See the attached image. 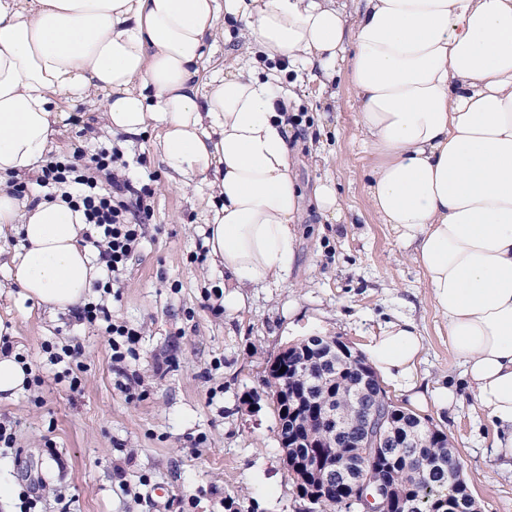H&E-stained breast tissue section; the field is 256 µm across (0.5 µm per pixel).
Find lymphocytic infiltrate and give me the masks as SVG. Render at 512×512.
I'll list each match as a JSON object with an SVG mask.
<instances>
[{
  "instance_id": "lymphocytic-infiltrate-1",
  "label": "lymphocytic infiltrate",
  "mask_w": 512,
  "mask_h": 512,
  "mask_svg": "<svg viewBox=\"0 0 512 512\" xmlns=\"http://www.w3.org/2000/svg\"><path fill=\"white\" fill-rule=\"evenodd\" d=\"M82 151L62 156L42 166L38 187L61 190L71 206L83 209L91 230L85 235L97 250L109 279H119L137 253L143 238V221L150 215L145 204L148 187H137L128 174V164L117 147H101L90 162ZM78 321L104 325L112 351V363L125 364L137 341L138 332L114 321L105 303H86L77 309Z\"/></svg>"
}]
</instances>
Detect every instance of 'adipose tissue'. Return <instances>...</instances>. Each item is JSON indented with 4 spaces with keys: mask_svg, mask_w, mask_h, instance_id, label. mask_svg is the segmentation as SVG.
Masks as SVG:
<instances>
[{
    "mask_svg": "<svg viewBox=\"0 0 512 512\" xmlns=\"http://www.w3.org/2000/svg\"><path fill=\"white\" fill-rule=\"evenodd\" d=\"M221 18L246 43L207 74ZM255 52L324 78L347 61L371 207L410 248L494 427L492 452L512 461V0H360L353 15L344 0H0V225L21 238L15 283L58 313L84 304L100 273L83 210L7 187L94 102L113 133L155 129L182 189H214L205 246L231 308L242 288L284 281L301 203L292 100L257 77L245 60ZM364 349L376 378L415 403H454V387L422 388L412 321L388 323Z\"/></svg>",
    "mask_w": 512,
    "mask_h": 512,
    "instance_id": "adipose-tissue-1",
    "label": "adipose tissue"
}]
</instances>
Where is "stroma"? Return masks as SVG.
<instances>
[{
    "mask_svg": "<svg viewBox=\"0 0 512 512\" xmlns=\"http://www.w3.org/2000/svg\"><path fill=\"white\" fill-rule=\"evenodd\" d=\"M281 92L297 97L304 122L289 147L304 199L296 260L285 281L243 289L241 308L218 291L204 245L210 190L173 186L155 153L154 130L112 133L101 108L58 127L52 155L81 148L92 157L116 144L147 176L151 208L142 246L116 291L90 288L115 321L139 330L135 359L113 367L99 326L50 314L13 286L20 239L0 233V334L26 356L41 385L0 399V421L16 442L0 455V483L33 491L41 512H301L282 461L279 420L265 368L280 348L311 335L336 336L362 350L384 323L406 318L422 337V382L456 387V403L421 417L443 429L483 512H512V469L492 454L493 428L461 379L419 267L365 193L367 154L358 136L355 93L346 78L318 93L303 66L282 73ZM335 181L344 213L329 223L312 197L317 180ZM80 346L87 370L80 392L57 381L52 350ZM134 380L136 400L123 385Z\"/></svg>",
    "mask_w": 512,
    "mask_h": 512,
    "instance_id": "obj_1",
    "label": "stroma"
}]
</instances>
